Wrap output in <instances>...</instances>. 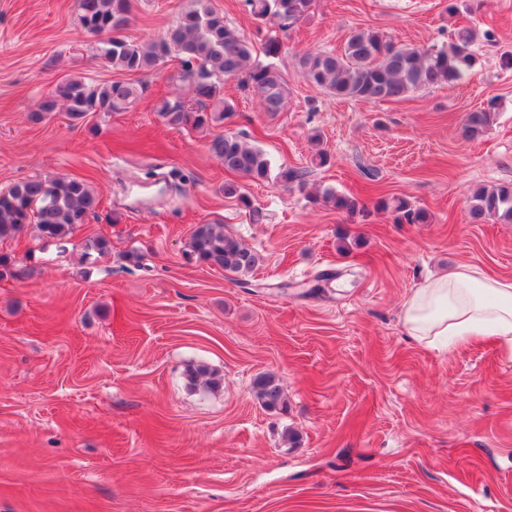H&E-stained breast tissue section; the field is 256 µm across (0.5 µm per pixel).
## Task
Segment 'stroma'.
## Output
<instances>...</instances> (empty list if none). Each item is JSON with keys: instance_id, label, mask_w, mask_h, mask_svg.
Returning <instances> with one entry per match:
<instances>
[{"instance_id": "35a3bbf8", "label": "stroma", "mask_w": 512, "mask_h": 512, "mask_svg": "<svg viewBox=\"0 0 512 512\" xmlns=\"http://www.w3.org/2000/svg\"><path fill=\"white\" fill-rule=\"evenodd\" d=\"M469 3L451 16L448 0H315L282 37L285 107L264 111L229 80L233 115L194 130L156 111L186 94L175 63L113 70L75 0H0V192L66 175L100 200L66 246L32 225L0 241V512H512V356L490 339L441 353L399 320L412 288L459 264L512 277V224L471 223L467 208L473 188L512 183V0ZM184 4L136 0L126 36L162 37ZM459 25L477 31L472 71L399 101L329 95L299 66L356 30L439 47ZM65 76L139 96L32 123ZM491 99L493 125L463 138L466 113ZM225 132L305 173L288 189L246 182L266 223L222 192L232 175L207 143ZM326 187L366 216L319 202ZM381 197L430 219L397 223ZM215 221L264 256L246 284L185 254ZM96 238L106 252L85 255ZM192 363L221 386L189 385ZM261 373L287 411L255 399Z\"/></svg>"}]
</instances>
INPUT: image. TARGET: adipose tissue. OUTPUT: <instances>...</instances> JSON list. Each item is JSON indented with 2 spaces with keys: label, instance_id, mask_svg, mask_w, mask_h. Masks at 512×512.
I'll return each mask as SVG.
<instances>
[{
  "label": "adipose tissue",
  "instance_id": "1",
  "mask_svg": "<svg viewBox=\"0 0 512 512\" xmlns=\"http://www.w3.org/2000/svg\"><path fill=\"white\" fill-rule=\"evenodd\" d=\"M400 320L409 336L440 352L492 337L512 353V279L461 264L413 288Z\"/></svg>",
  "mask_w": 512,
  "mask_h": 512
}]
</instances>
